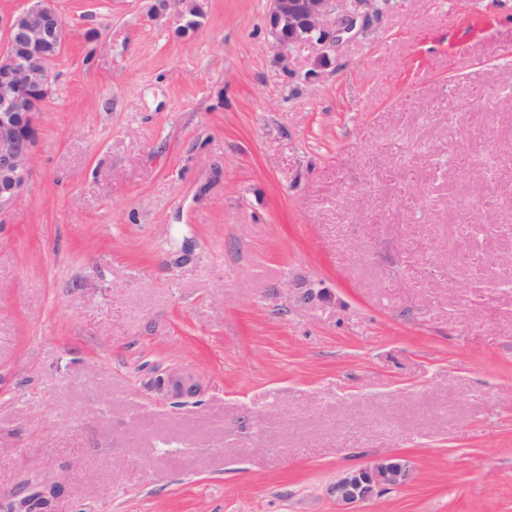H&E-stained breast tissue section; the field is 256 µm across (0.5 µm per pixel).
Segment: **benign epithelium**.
I'll list each match as a JSON object with an SVG mask.
<instances>
[{
  "label": "benign epithelium",
  "mask_w": 512,
  "mask_h": 512,
  "mask_svg": "<svg viewBox=\"0 0 512 512\" xmlns=\"http://www.w3.org/2000/svg\"><path fill=\"white\" fill-rule=\"evenodd\" d=\"M268 28L280 50L310 44L327 58L344 36L365 25L379 0H269ZM0 210L22 193L30 173L39 114L27 111L35 96L48 97L49 75L55 56L35 53L39 46L61 53L67 40L63 19L52 0H28L13 13H0ZM145 386L167 400L183 402L201 393L198 376L186 367L154 370ZM410 469L397 454H381L368 464L347 469L326 489L337 512H359L358 507L382 492L405 484ZM59 481L39 482L23 490L0 494L5 512H51L61 492Z\"/></svg>",
  "instance_id": "obj_1"
}]
</instances>
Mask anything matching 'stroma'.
I'll list each match as a JSON object with an SVG mask.
<instances>
[{
    "mask_svg": "<svg viewBox=\"0 0 512 512\" xmlns=\"http://www.w3.org/2000/svg\"><path fill=\"white\" fill-rule=\"evenodd\" d=\"M53 4L67 41L0 213V491L336 512V475L394 453L411 481L361 512H512V0H387L328 60L283 59L268 0H185L195 28ZM157 366L199 400L159 401ZM145 386L174 402L195 399L201 393L198 376L186 367L158 368L148 377Z\"/></svg>",
    "mask_w": 512,
    "mask_h": 512,
    "instance_id": "stroma-1",
    "label": "stroma"
}]
</instances>
